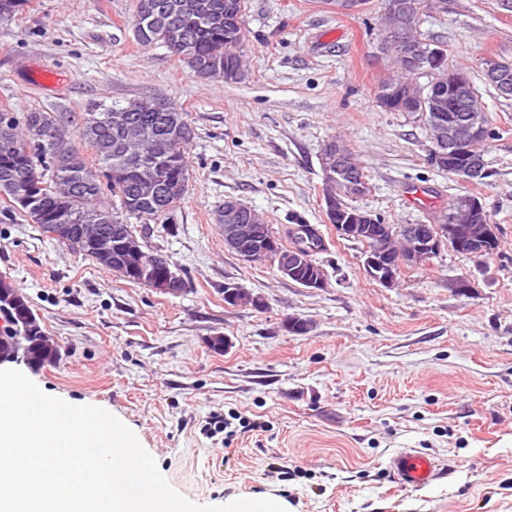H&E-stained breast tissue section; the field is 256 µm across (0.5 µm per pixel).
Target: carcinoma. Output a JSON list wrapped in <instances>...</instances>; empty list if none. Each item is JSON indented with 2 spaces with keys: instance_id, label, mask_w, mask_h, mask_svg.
Instances as JSON below:
<instances>
[{
  "instance_id": "cac0c4a2",
  "label": "carcinoma",
  "mask_w": 512,
  "mask_h": 512,
  "mask_svg": "<svg viewBox=\"0 0 512 512\" xmlns=\"http://www.w3.org/2000/svg\"><path fill=\"white\" fill-rule=\"evenodd\" d=\"M143 10L136 11L133 23L134 37L149 45L168 43L181 36V44L188 46L189 56L201 72L224 74L232 69L242 52L245 39V0H137ZM28 0H0V19H11L23 12ZM395 74L381 83L376 95L378 106L386 112L401 111L403 97L412 89L416 62L402 65L393 62ZM161 113L169 118L157 126L161 148L154 153L153 170L157 190L164 195L184 196L180 181L190 176L187 158L188 145L194 131L175 105L160 100ZM8 113L13 122L0 125V192L8 194L7 213H19L30 224H36L43 233L47 225L58 223L64 213L75 212L100 224L103 236L109 237L108 225L117 223L116 211L106 202L113 196L119 199L121 211L136 218L157 219L165 212L154 199H144L137 193L138 168L119 152L118 145L130 130L95 118V113L84 114L77 131V140H70L52 152V146L43 138L46 132L60 126L63 117L54 112L32 111L18 114L3 107L0 115ZM428 136H433L437 123L458 125L475 122L485 127L491 137L488 119L477 101H466L447 93L443 108L417 113ZM331 145V160L320 157L322 174L331 175V181L341 195L346 213L369 214L356 205L366 195L357 189L365 174L346 144ZM92 151L84 156L81 146ZM27 193L33 197L30 207L17 203V196Z\"/></svg>"
}]
</instances>
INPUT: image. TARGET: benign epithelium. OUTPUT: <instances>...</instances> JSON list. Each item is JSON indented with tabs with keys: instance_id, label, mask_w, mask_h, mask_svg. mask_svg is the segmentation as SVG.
<instances>
[{
	"instance_id": "7a95c632",
	"label": "benign epithelium",
	"mask_w": 512,
	"mask_h": 512,
	"mask_svg": "<svg viewBox=\"0 0 512 512\" xmlns=\"http://www.w3.org/2000/svg\"><path fill=\"white\" fill-rule=\"evenodd\" d=\"M412 23L391 24L383 30L382 45L386 52L402 59L421 58L426 66L419 76L427 78L426 88L432 97L443 94L449 88L464 84L465 77L455 70L442 68V55L437 50L427 49L412 37ZM487 83L498 89L504 97L512 96V71L497 60L488 61L484 67ZM137 136L127 143V149L140 170L139 189L143 197L155 195L151 166L153 127L147 124L135 128ZM483 137L482 126L468 123L452 132H444L435 141L433 159L440 166L448 167L462 178L473 181L480 175L482 165L474 160ZM329 223L341 237L363 245L362 265L366 273L380 283L391 286L401 268L415 267L437 255L444 245L451 246L464 255L482 254L483 241L494 236V225L489 219L482 224H463L460 218H452V224L436 227L426 224H377L363 223L365 217L341 216L332 197L325 199ZM218 221L224 232V246L247 262L256 259L270 261L284 276L295 279L301 270L310 267V273L302 284L306 288L320 289L326 286L322 267L315 264L310 252L301 247L292 250L282 248L274 238L260 236L255 213L237 201H230L219 214ZM78 231L84 245L103 256L112 255V271L125 280H133L129 262L134 261L141 268L160 267L163 274L152 280V288L177 295L184 291V279L176 264L166 255L143 245L137 235L127 232L123 224L112 225V246L101 243L102 228L99 224H55L51 236L66 240L72 231ZM23 302L19 290L0 292V329L11 335L12 345L0 352V364H25L36 371L38 365L21 356L20 348L25 345V330L31 313L17 314V306Z\"/></svg>"
}]
</instances>
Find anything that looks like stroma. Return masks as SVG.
I'll use <instances>...</instances> for the list:
<instances>
[{
    "label": "stroma",
    "mask_w": 512,
    "mask_h": 512,
    "mask_svg": "<svg viewBox=\"0 0 512 512\" xmlns=\"http://www.w3.org/2000/svg\"><path fill=\"white\" fill-rule=\"evenodd\" d=\"M136 0H29L0 20V106L81 119L159 97L195 131L186 196L135 233L188 287L171 295L123 280L21 216L0 213V274L20 287L60 349L30 372L47 395L120 419L180 494L199 505L270 495L287 512H512V99L486 84V60L512 62L502 0H433L420 31L469 72L493 132L487 178L432 167L415 116L383 111L391 73L383 0L349 16L323 0H246L247 77L198 78L165 44H139ZM347 142L389 224H425L464 196L498 226L493 254L442 247L371 279L362 244L328 224L319 154ZM261 213L290 243L318 229L320 289L224 246L226 199ZM235 284L263 308L232 306ZM291 319L307 333L290 332ZM224 336V351L210 347ZM263 430H251L253 422ZM442 473L414 489L388 468L398 451Z\"/></svg>",
    "instance_id": "35a3bbf8"
}]
</instances>
